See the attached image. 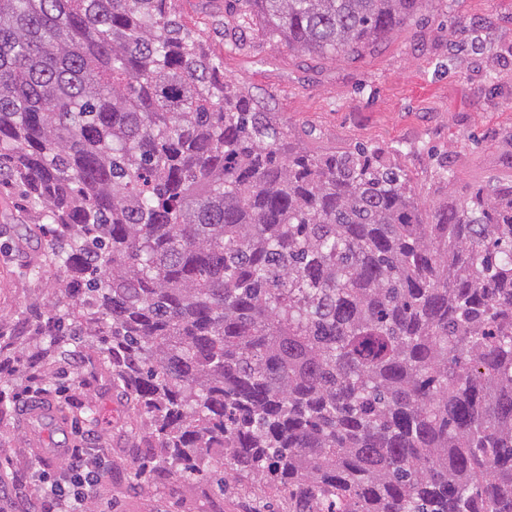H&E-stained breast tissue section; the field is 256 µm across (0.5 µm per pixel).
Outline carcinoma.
<instances>
[{
  "instance_id": "carcinoma-1",
  "label": "carcinoma",
  "mask_w": 512,
  "mask_h": 512,
  "mask_svg": "<svg viewBox=\"0 0 512 512\" xmlns=\"http://www.w3.org/2000/svg\"><path fill=\"white\" fill-rule=\"evenodd\" d=\"M234 2L354 58L423 4ZM222 68L168 0H0V175L51 279L0 358L51 393L97 353L139 473L224 467L287 512H512V185L427 210L367 148L293 149Z\"/></svg>"
}]
</instances>
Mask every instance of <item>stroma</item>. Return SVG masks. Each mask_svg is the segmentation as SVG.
<instances>
[{"label":"stroma","mask_w":512,"mask_h":512,"mask_svg":"<svg viewBox=\"0 0 512 512\" xmlns=\"http://www.w3.org/2000/svg\"><path fill=\"white\" fill-rule=\"evenodd\" d=\"M171 11L224 74L272 114L295 149L310 155L361 145L400 165L425 207L464 201L477 185L512 183V0H425L421 10L359 57H313L268 40L261 21L239 34L224 16V0H170ZM454 178L440 181V166ZM42 235L19 187L0 184V325L48 297L38 262ZM88 384L61 378L47 404L70 400L72 417L57 429L38 428L25 408L11 405L0 422V507L17 512L13 485L36 474L56 475L62 457L30 460L32 449L83 446L94 435L106 448L107 494L94 512H280L279 497L243 485L186 484L170 469L134 475L135 443L128 402L92 361L80 363ZM96 421L83 420L86 404Z\"/></svg>","instance_id":"1"}]
</instances>
